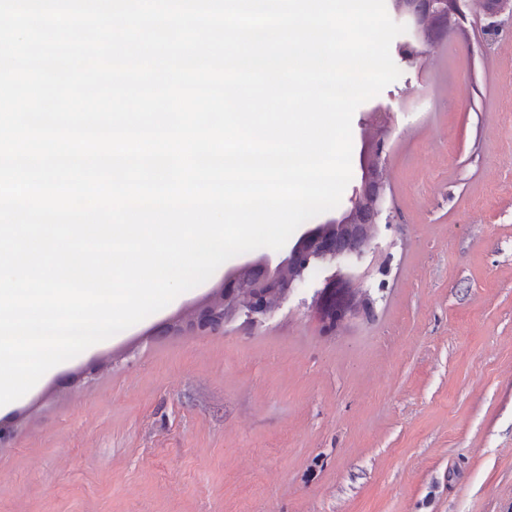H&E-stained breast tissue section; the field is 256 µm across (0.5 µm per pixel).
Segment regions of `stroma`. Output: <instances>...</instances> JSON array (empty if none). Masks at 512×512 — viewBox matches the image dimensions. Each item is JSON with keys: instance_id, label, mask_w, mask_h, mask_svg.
<instances>
[{"instance_id": "stroma-1", "label": "stroma", "mask_w": 512, "mask_h": 512, "mask_svg": "<svg viewBox=\"0 0 512 512\" xmlns=\"http://www.w3.org/2000/svg\"><path fill=\"white\" fill-rule=\"evenodd\" d=\"M392 104L385 206L355 280L329 269L254 323L168 335L222 285L50 369L0 420V512H512V19L468 15ZM351 284L352 277L345 278L335 270L317 293L312 312L325 331L335 332L341 321L357 318L362 313L363 309L349 292Z\"/></svg>"}]
</instances>
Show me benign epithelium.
I'll return each mask as SVG.
<instances>
[{"mask_svg":"<svg viewBox=\"0 0 512 512\" xmlns=\"http://www.w3.org/2000/svg\"><path fill=\"white\" fill-rule=\"evenodd\" d=\"M395 15L405 19L413 41L402 51L407 61L426 64L428 49L460 26L464 10L493 18L507 13L512 17V0H391ZM384 130L363 132L359 152V183L353 188L347 204L325 215L322 223L302 228L277 255L262 254L245 257L224 276V287L199 307L188 319L175 320L172 330L217 331L232 314L255 320L273 312L285 298L293 283L302 279L311 268L321 264H339L361 258L365 244L338 251L328 228L336 224H353L358 214L369 209L374 213L369 239L378 233L382 201L387 185ZM352 278L333 273L317 293L313 315L327 332L345 319L357 318L362 308L351 296Z\"/></svg>","mask_w":512,"mask_h":512,"instance_id":"7a95c632","label":"benign epithelium"}]
</instances>
